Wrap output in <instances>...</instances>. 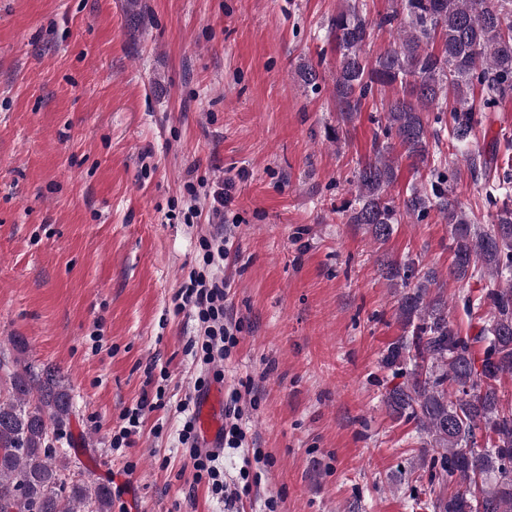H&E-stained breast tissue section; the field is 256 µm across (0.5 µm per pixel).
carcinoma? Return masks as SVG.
<instances>
[{"mask_svg": "<svg viewBox=\"0 0 512 512\" xmlns=\"http://www.w3.org/2000/svg\"><path fill=\"white\" fill-rule=\"evenodd\" d=\"M369 21L350 0L332 20L340 65L334 96L343 120L362 102L396 83L400 96L382 102L373 157L356 172L349 223L364 224L386 241L406 213L436 210L450 227L456 279L489 276L493 287L464 300L482 326L463 336L448 320V304L430 293L436 272L392 262L387 278L401 289L397 318L409 335L392 343L384 365L404 381L387 391L389 409L417 423L431 451L429 484L438 489L433 512H512V406L498 382L512 377V174L493 175L470 148L485 113L512 97V0H397ZM398 27L396 44L370 59L374 29ZM441 41L439 52L430 44ZM437 110L436 127L424 113ZM450 121H445V112ZM397 140L407 157L432 161L431 177L409 188L402 205L385 196L396 175L389 154ZM457 147L443 154V141ZM461 158L483 182L496 223L477 230L448 186L444 171ZM0 512H111L112 490L68 467L71 449L57 446L73 411L71 387L60 371L14 360L0 363Z\"/></svg>", "mask_w": 512, "mask_h": 512, "instance_id": "obj_1", "label": "carcinoma"}]
</instances>
